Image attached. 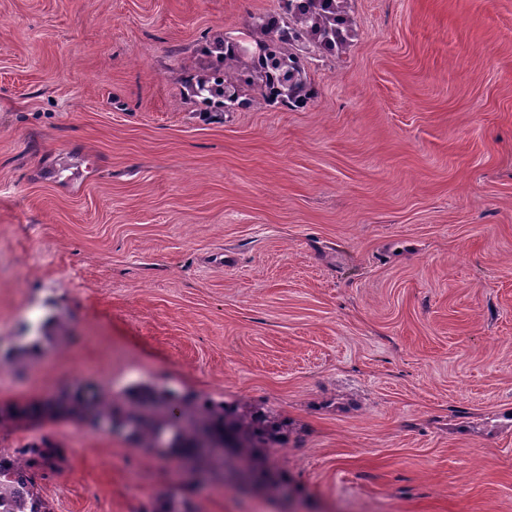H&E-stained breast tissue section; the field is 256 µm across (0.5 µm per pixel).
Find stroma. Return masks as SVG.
Instances as JSON below:
<instances>
[{"label": "stroma", "instance_id": "obj_1", "mask_svg": "<svg viewBox=\"0 0 512 512\" xmlns=\"http://www.w3.org/2000/svg\"><path fill=\"white\" fill-rule=\"evenodd\" d=\"M306 108L203 112L279 0H0V406L135 384L273 408L290 502L73 415L52 512H512V0H351ZM62 316L55 324L54 316Z\"/></svg>", "mask_w": 512, "mask_h": 512}]
</instances>
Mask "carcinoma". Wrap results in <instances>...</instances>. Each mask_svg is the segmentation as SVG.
I'll use <instances>...</instances> for the list:
<instances>
[{
  "label": "carcinoma",
  "mask_w": 512,
  "mask_h": 512,
  "mask_svg": "<svg viewBox=\"0 0 512 512\" xmlns=\"http://www.w3.org/2000/svg\"><path fill=\"white\" fill-rule=\"evenodd\" d=\"M354 24L349 0H280L278 12L251 15L250 31L257 37L248 45L227 37L205 47L215 60L206 73L188 76L186 85L208 112H232L246 104L301 108L316 95L305 71L306 59L346 53ZM244 85L253 91L247 102L240 100ZM55 407L93 425L100 420L130 422L131 436L142 448L157 447L169 433L168 447L179 460L194 454L199 433L206 432L231 450L229 457L216 456L208 465L235 471L237 464H245L252 473L268 476L264 495L281 494L283 473L275 468L274 455L288 444V421L246 398L215 401L139 385L130 388L120 404L102 390L90 398L62 393L23 412L4 409L0 421L19 413L38 416ZM64 460L65 449L47 440L19 448L15 456L0 453V512H51L39 481L59 470ZM153 512L189 510L174 494L162 492Z\"/></svg>",
  "instance_id": "cac0c4a2"
}]
</instances>
